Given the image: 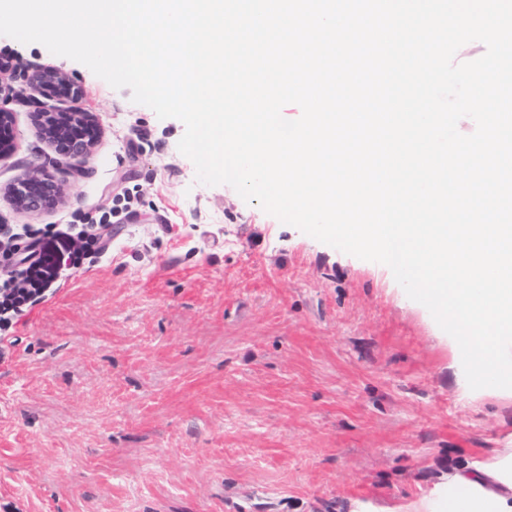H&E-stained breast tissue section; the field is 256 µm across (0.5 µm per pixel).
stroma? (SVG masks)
<instances>
[{
    "instance_id": "35a3bbf8",
    "label": "stroma",
    "mask_w": 512,
    "mask_h": 512,
    "mask_svg": "<svg viewBox=\"0 0 512 512\" xmlns=\"http://www.w3.org/2000/svg\"><path fill=\"white\" fill-rule=\"evenodd\" d=\"M0 50L82 92L10 102L0 188L41 168L66 198L23 213L0 195V226L114 231L0 332V512H410L512 447V397L462 398L391 270L197 182L184 124L130 89L39 43ZM76 105L101 136L64 158L32 115Z\"/></svg>"
}]
</instances>
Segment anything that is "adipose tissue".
Instances as JSON below:
<instances>
[{
    "label": "adipose tissue",
    "mask_w": 512,
    "mask_h": 512,
    "mask_svg": "<svg viewBox=\"0 0 512 512\" xmlns=\"http://www.w3.org/2000/svg\"><path fill=\"white\" fill-rule=\"evenodd\" d=\"M415 512H512V448L484 466L448 474Z\"/></svg>",
    "instance_id": "1"
}]
</instances>
